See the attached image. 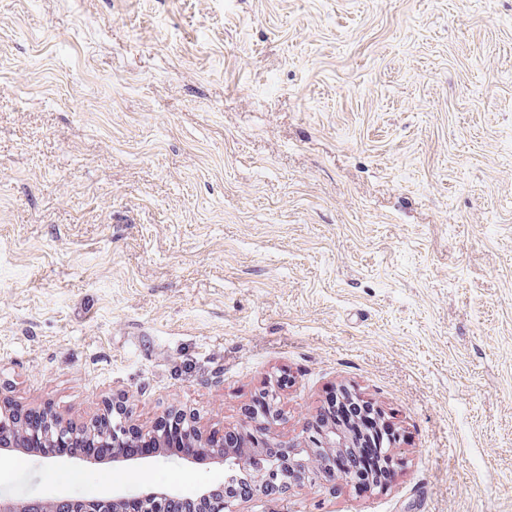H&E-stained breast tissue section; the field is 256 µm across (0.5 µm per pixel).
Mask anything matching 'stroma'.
Returning <instances> with one entry per match:
<instances>
[{
	"label": "stroma",
	"instance_id": "obj_1",
	"mask_svg": "<svg viewBox=\"0 0 512 512\" xmlns=\"http://www.w3.org/2000/svg\"><path fill=\"white\" fill-rule=\"evenodd\" d=\"M292 444L346 388L387 488L235 512H512V0H0V395ZM219 469L0 460V497ZM261 395L263 396L264 405L261 409L250 413L252 421L265 424L267 423L268 429L277 420L278 413L275 410V402L279 397L275 386H267L262 390ZM270 419V420H269ZM269 421V422H268Z\"/></svg>",
	"mask_w": 512,
	"mask_h": 512
}]
</instances>
